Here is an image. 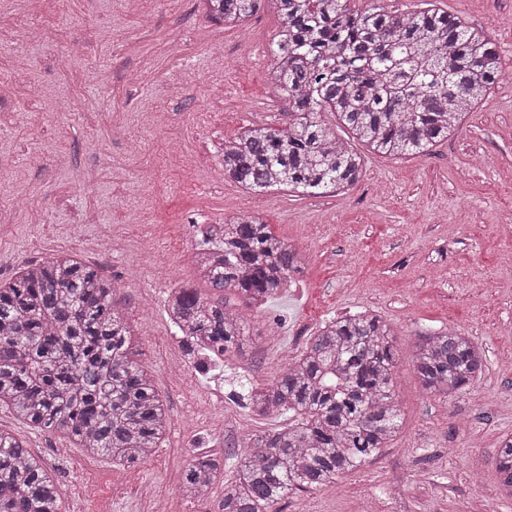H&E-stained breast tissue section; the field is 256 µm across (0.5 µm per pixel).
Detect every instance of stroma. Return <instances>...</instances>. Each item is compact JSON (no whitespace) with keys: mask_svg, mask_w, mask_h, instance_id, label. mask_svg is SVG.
Listing matches in <instances>:
<instances>
[{"mask_svg":"<svg viewBox=\"0 0 512 512\" xmlns=\"http://www.w3.org/2000/svg\"><path fill=\"white\" fill-rule=\"evenodd\" d=\"M436 5L497 45L505 69L488 104L428 155L369 153L349 190L300 196L244 189L212 150L284 110L267 80L271 0L242 32L209 22L201 0H0V282L62 251L116 280L137 359L171 418L145 462L116 468L0 407V429L58 480L62 512H151L153 491L166 512H219L234 452L288 424L241 407L242 378L269 383L322 322L364 310L397 331L400 432L362 469L288 498L282 512H512L493 465L512 434V0ZM60 155L69 168L53 167ZM243 213L294 242L302 270L261 309L227 296L249 332L220 370L198 375L167 294L198 281L197 225ZM74 224L89 230L73 235ZM439 329L474 337L488 357L480 380L448 402L422 391L412 364L417 334ZM222 407L237 418L210 431ZM200 445L224 463L204 503L180 490Z\"/></svg>","mask_w":512,"mask_h":512,"instance_id":"obj_1","label":"stroma"}]
</instances>
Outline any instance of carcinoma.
Listing matches in <instances>:
<instances>
[{
  "label": "carcinoma",
  "instance_id": "1",
  "mask_svg": "<svg viewBox=\"0 0 512 512\" xmlns=\"http://www.w3.org/2000/svg\"><path fill=\"white\" fill-rule=\"evenodd\" d=\"M265 0H202L205 14L242 28ZM270 86L282 121L250 125L219 150L224 175L261 193H338L356 185L364 158L324 119L329 112L371 152L424 155L486 104L503 74L490 37L424 0L422 8L355 9L351 0H273ZM194 264L218 298L172 289L166 314L188 352L241 350L246 321L226 306L274 297L301 270L296 249L258 218L211 224ZM112 280L70 253L27 264L0 283V404L28 427L63 431L84 450L135 466L152 455L170 416L151 372L136 359ZM396 333L362 311L323 322L302 352L244 407L287 415L288 426L235 454L220 512H280L288 496L333 486L389 447L399 433ZM424 392L448 398L481 378L486 353L451 329L417 337ZM220 474L204 453L184 471L182 492L204 500ZM0 512H61L58 487L27 443L0 429Z\"/></svg>",
  "mask_w": 512,
  "mask_h": 512
}]
</instances>
